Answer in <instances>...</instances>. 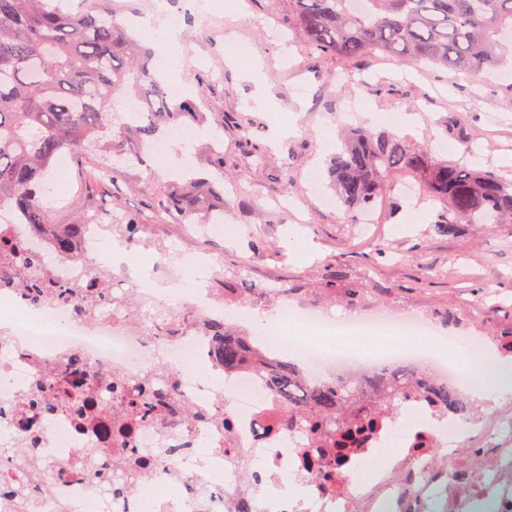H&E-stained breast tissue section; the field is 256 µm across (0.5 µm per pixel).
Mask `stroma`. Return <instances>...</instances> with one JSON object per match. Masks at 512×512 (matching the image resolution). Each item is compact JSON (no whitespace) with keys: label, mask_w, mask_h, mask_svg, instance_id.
<instances>
[{"label":"stroma","mask_w":512,"mask_h":512,"mask_svg":"<svg viewBox=\"0 0 512 512\" xmlns=\"http://www.w3.org/2000/svg\"><path fill=\"white\" fill-rule=\"evenodd\" d=\"M291 15L290 0H243L241 12L221 16L217 27L182 25L179 66L161 76L172 102L190 94L205 101L209 126L223 137L229 234L202 236L195 225L153 213L156 193L173 171L187 166L215 175L200 139L173 144L168 161L152 157L122 172L112 184L113 205L151 215L154 243L176 240L214 255L220 271L214 286L224 289L228 310L265 314L287 304L336 321L353 313L415 315L455 336L511 334L512 224H464L457 235H442L434 222L446 204L426 196L415 177L412 195L396 188L383 195L362 234L342 210L319 202L312 179L325 177L344 106L357 97L365 111L377 113L374 130L405 138L428 159L512 181V77L480 82L389 57L364 61L352 81L329 83L314 71ZM270 28L280 40L268 39ZM231 39L259 64L260 83L227 64ZM405 114L416 115V123H401ZM452 116L460 135L446 131ZM280 123L296 132L277 143L271 134ZM466 139L476 155L465 154ZM81 178V164L72 163L61 187L43 197L57 223L73 221L75 197L88 195Z\"/></svg>","instance_id":"1"}]
</instances>
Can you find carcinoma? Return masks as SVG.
I'll use <instances>...</instances> for the list:
<instances>
[{"label": "carcinoma", "instance_id": "1", "mask_svg": "<svg viewBox=\"0 0 512 512\" xmlns=\"http://www.w3.org/2000/svg\"><path fill=\"white\" fill-rule=\"evenodd\" d=\"M292 20L316 62L328 56L353 66L375 54L463 72L485 81L500 74L512 45V0H292ZM154 49L133 38L105 6L68 7L65 0H0V206L12 207L18 223L35 228L53 224L41 195L63 151L78 158L92 147L112 153L115 162H142L144 148L171 125L206 122L195 103L170 102L152 69ZM142 101L139 118L122 111L117 95ZM342 146L330 163L329 187L337 204L353 218L375 206L393 179L418 175L428 196L447 204L437 216L438 232L453 236L458 225L512 224V182L466 165L430 162L396 134L353 127L342 131ZM224 202V184L191 178L157 195L155 209L182 224H200ZM123 236L137 240L146 219L121 215ZM81 221L67 225L55 242L68 254ZM0 253L12 258L31 279L27 293L35 300L55 298L87 313L109 303L130 306L103 287L101 275L85 288L54 285L41 275L37 255L0 232ZM200 326L214 337L213 359L232 376L255 374L264 392L278 400L276 425L310 436L301 449L302 467L323 491L340 490L338 476L378 428L418 398L440 417L465 420L479 411L477 401L430 372L412 366L371 377L309 380L299 365L254 344L250 337L218 321L203 323L190 310L173 313L164 326L147 329L153 337ZM171 369L162 360L149 372L127 377L91 374L73 353L45 373L37 398L11 412L18 419L19 444L9 449L25 479L10 490L14 512H29L30 496L51 487L62 462H35L39 434L32 414L71 416L80 427L95 425L96 444L75 451L85 479L101 492L124 491L142 473L145 461L133 448L122 462L112 459V438H130L140 427L167 424L175 414L165 387Z\"/></svg>", "mask_w": 512, "mask_h": 512}]
</instances>
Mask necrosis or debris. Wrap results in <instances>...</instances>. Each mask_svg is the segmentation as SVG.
<instances>
[{
  "label": "necrosis or debris",
  "instance_id": "4bbe7bcc",
  "mask_svg": "<svg viewBox=\"0 0 512 512\" xmlns=\"http://www.w3.org/2000/svg\"><path fill=\"white\" fill-rule=\"evenodd\" d=\"M59 231L58 225L44 224L24 241L26 248L41 254L47 279L78 287L91 278L94 264L111 265L107 248L112 243V226L100 221L94 212L84 213L81 232L69 256L53 251L52 239ZM149 258L159 265L186 261V275L195 282L194 287L179 292L150 285L142 289V296L153 302L149 316L155 324L167 322L180 307L205 320L223 318L224 301L209 286L216 274L213 261L201 254L184 258L175 245L163 252L147 239L129 245L121 262L124 274L108 280V288L124 287L127 278L136 277ZM1 306L26 312L24 318L0 328V335L6 338L0 345L1 406L30 397L42 369L78 349L102 375L115 370L140 374L157 357H164L175 375L171 389L174 404L189 403L206 413L221 409L231 422L227 432L204 420L177 426L172 434L155 427L140 429L134 446L148 465L136 492L104 494L69 470L53 483L50 495L39 500L35 512H231L242 495L251 497L254 512H410L415 503L423 505L425 512H512V412L459 421L425 414L420 403L408 402L399 417L379 428L367 448L354 457L343 474L339 492L327 493L309 485L303 499L297 500L285 493L284 487L287 478L303 474L299 451L307 447L308 437L297 433L268 435L276 406L264 396L251 372L213 384L212 376L219 368L211 359L212 338L205 332L192 326L156 341L146 336L142 322L110 309H98L91 318L82 319L74 304L32 301L20 274L0 267ZM270 330L281 346L295 345L312 378L331 357L327 340L351 343L363 333L357 322L323 330L315 318L285 308L272 317ZM37 427L38 456L43 461L72 459L74 449L96 440L93 429L78 428L63 414L40 416ZM420 433L444 449V472L434 470L427 457L406 463L392 460L373 482L364 481L362 468L377 449L388 447L397 436L404 444H411ZM228 434L235 447L261 452L264 463L258 471L273 474L277 495L258 493L255 482L242 477L224 448ZM474 439L498 449L491 465L478 468L462 463L461 446ZM177 442L182 443L184 454L173 464H164L159 449ZM216 470L223 472L222 482L211 481ZM202 483L207 486L203 492L198 489Z\"/></svg>",
  "mask_w": 512,
  "mask_h": 512
}]
</instances>
